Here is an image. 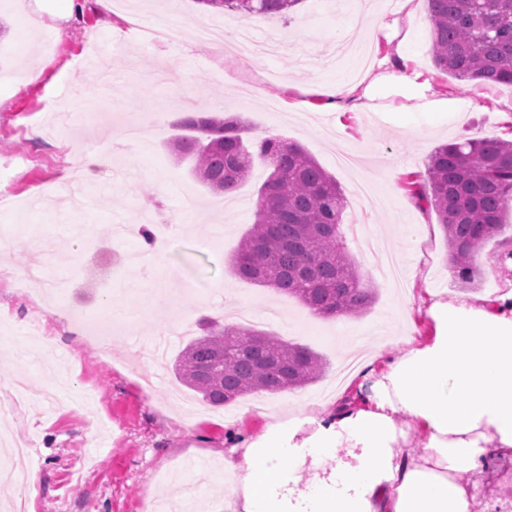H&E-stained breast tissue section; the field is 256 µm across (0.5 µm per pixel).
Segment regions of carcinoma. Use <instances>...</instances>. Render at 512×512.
I'll list each match as a JSON object with an SVG mask.
<instances>
[{
	"label": "carcinoma",
	"instance_id": "obj_1",
	"mask_svg": "<svg viewBox=\"0 0 512 512\" xmlns=\"http://www.w3.org/2000/svg\"><path fill=\"white\" fill-rule=\"evenodd\" d=\"M214 12L286 16L301 0H196ZM436 69L458 80L512 85V0H426ZM186 134L171 148L215 193L234 190L254 159L272 167L259 191L256 219L232 262L240 279L296 297L317 314L359 315L374 298L344 244L346 197L336 179L300 145L275 137L248 144L244 122L212 112L178 122ZM412 198L435 211L455 274L476 285L473 259L501 234L512 211V141L462 139L430 154ZM199 335L173 363L177 380L222 407L251 393L305 387L320 378L317 353L269 333L203 317Z\"/></svg>",
	"mask_w": 512,
	"mask_h": 512
}]
</instances>
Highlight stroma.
<instances>
[{
    "mask_svg": "<svg viewBox=\"0 0 512 512\" xmlns=\"http://www.w3.org/2000/svg\"><path fill=\"white\" fill-rule=\"evenodd\" d=\"M393 25L373 31L368 15ZM166 23L181 27L176 43L148 35ZM249 26L246 56L215 54L198 40L201 27L217 34ZM94 54H86L85 44ZM426 0H301L288 19L248 23L233 12L204 10L197 0H87L82 21L43 15L32 25L20 0H0V398L14 396L20 376L54 384L56 404L20 396L6 428L29 448L33 490L28 512H149L148 501L177 502V480L198 497L221 495L225 484L226 422L261 437L274 417L319 409L336 391L338 362L360 340L378 334L426 338L430 327L407 296L431 288L469 298L446 263L448 247L436 214L422 210L405 187L424 176L432 151L464 138L512 141V86L441 75L431 59ZM405 57L409 78L396 77ZM40 71L39 80L27 79ZM112 75L110 114L91 127L72 117ZM353 80L343 106L329 108L317 85ZM214 110L239 116L245 139L265 136L301 145L342 188L349 224L346 247L375 290L362 314L314 320L297 299L234 276L232 259L251 228L258 189L269 169L255 163L250 178L224 195L209 192L178 161L169 144L178 120ZM143 128L130 143L129 124ZM108 153L111 174L92 185V199L69 209V183L84 175L88 153ZM57 194L33 207L31 188ZM151 213L167 230L159 251L162 285L174 298L148 309L142 269L132 253L140 234L117 225L140 224ZM53 242L42 273H27L33 235ZM512 240V226L482 249L475 293L512 289V272L487 258ZM67 283L63 291L51 281ZM126 301L129 332L113 335L106 353L89 347L75 324L90 326L106 296ZM244 304L250 328L316 352L321 378L305 388L245 395L212 407L176 380L172 363L187 344L177 335L203 316L224 318ZM44 323L56 342L54 358L37 357L28 333Z\"/></svg>",
    "mask_w": 512,
    "mask_h": 512,
    "instance_id": "35a3bbf8",
    "label": "stroma"
}]
</instances>
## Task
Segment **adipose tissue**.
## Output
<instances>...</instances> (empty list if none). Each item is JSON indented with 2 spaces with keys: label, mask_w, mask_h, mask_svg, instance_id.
<instances>
[{
  "label": "adipose tissue",
  "mask_w": 512,
  "mask_h": 512,
  "mask_svg": "<svg viewBox=\"0 0 512 512\" xmlns=\"http://www.w3.org/2000/svg\"><path fill=\"white\" fill-rule=\"evenodd\" d=\"M421 304L432 336L403 337L393 357L376 345L368 393L233 438L232 512H471L485 476L512 461V289Z\"/></svg>",
  "instance_id": "ef3b65f1"
}]
</instances>
